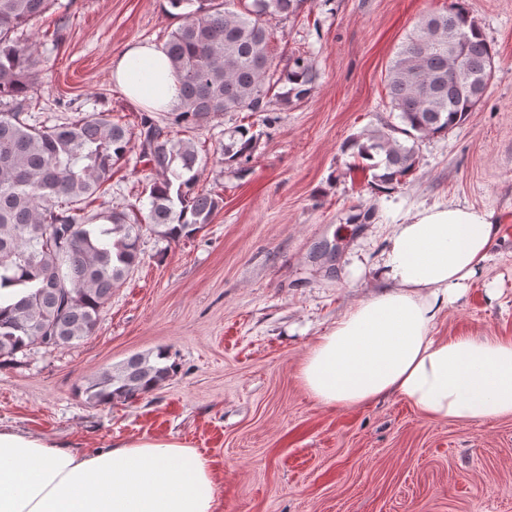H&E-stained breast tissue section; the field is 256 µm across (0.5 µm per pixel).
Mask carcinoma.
Segmentation results:
<instances>
[{
	"label": "carcinoma",
	"mask_w": 512,
	"mask_h": 512,
	"mask_svg": "<svg viewBox=\"0 0 512 512\" xmlns=\"http://www.w3.org/2000/svg\"><path fill=\"white\" fill-rule=\"evenodd\" d=\"M192 10L172 31L165 52L180 79L181 99L170 124L197 128L228 112H268L308 98L317 80L300 52L276 59L269 20L297 14L305 0H168ZM51 0H0V369L35 345L68 348L93 336L100 313L140 263L149 231L169 241L190 239L211 222L221 197L201 189L195 145L144 114L139 134L108 112H80L50 128L28 123L24 111L38 79L37 45L21 31L42 19ZM495 52L460 3L423 16L387 68L390 112L385 123L349 140L393 188L418 164L417 141L461 126L482 101ZM277 93H272L274 88ZM259 135L238 126L222 163L248 161ZM154 176L142 184L148 213L137 206L84 213L85 200L112 180L134 148ZM167 349L135 354L78 389L94 405L124 403L152 392L176 372Z\"/></svg>",
	"instance_id": "1"
}]
</instances>
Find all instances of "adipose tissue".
Returning <instances> with one entry per match:
<instances>
[{"instance_id":"obj_1","label":"adipose tissue","mask_w":512,"mask_h":512,"mask_svg":"<svg viewBox=\"0 0 512 512\" xmlns=\"http://www.w3.org/2000/svg\"><path fill=\"white\" fill-rule=\"evenodd\" d=\"M112 79L152 112L177 105L178 78L162 47L127 45ZM499 232L491 213L434 207L395 225L377 265L378 292L324 335L301 368L325 405L386 394L426 418L479 424L512 416V338L439 337L442 309L459 299ZM219 481L207 457L168 440H129L80 454L63 444L0 429V512H218Z\"/></svg>"}]
</instances>
